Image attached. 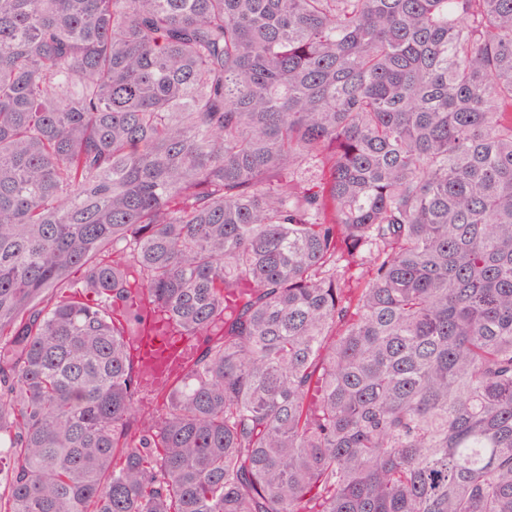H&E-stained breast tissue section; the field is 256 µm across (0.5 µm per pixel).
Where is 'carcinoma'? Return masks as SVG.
<instances>
[{
    "label": "carcinoma",
    "mask_w": 512,
    "mask_h": 512,
    "mask_svg": "<svg viewBox=\"0 0 512 512\" xmlns=\"http://www.w3.org/2000/svg\"><path fill=\"white\" fill-rule=\"evenodd\" d=\"M0 512H512V0H0ZM136 362L151 377L153 385L172 384L182 377L197 358L190 337L179 332L163 314L145 321L134 340Z\"/></svg>",
    "instance_id": "1"
}]
</instances>
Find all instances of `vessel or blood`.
<instances>
[{
    "label": "vessel or blood",
    "mask_w": 512,
    "mask_h": 512,
    "mask_svg": "<svg viewBox=\"0 0 512 512\" xmlns=\"http://www.w3.org/2000/svg\"><path fill=\"white\" fill-rule=\"evenodd\" d=\"M134 356L152 384L169 385L192 366L197 350L190 337L160 315L145 321L134 340Z\"/></svg>",
    "instance_id": "1"
}]
</instances>
